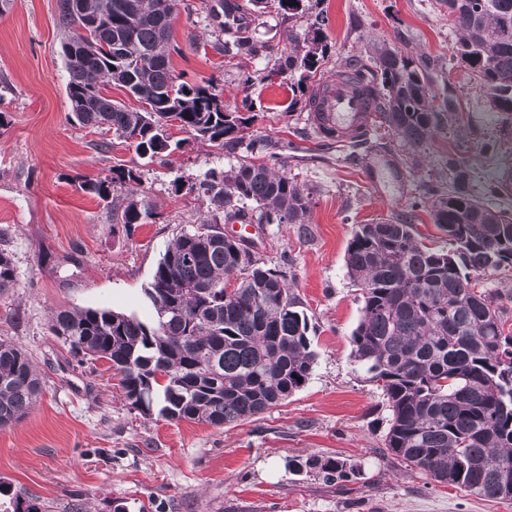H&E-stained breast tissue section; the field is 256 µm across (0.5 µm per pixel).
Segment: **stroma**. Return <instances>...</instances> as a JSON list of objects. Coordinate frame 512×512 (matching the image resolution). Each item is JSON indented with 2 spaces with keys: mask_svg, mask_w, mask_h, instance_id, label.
<instances>
[{
  "mask_svg": "<svg viewBox=\"0 0 512 512\" xmlns=\"http://www.w3.org/2000/svg\"><path fill=\"white\" fill-rule=\"evenodd\" d=\"M210 0H181L172 62L183 81L213 83L230 103H245L254 134L277 143L288 176L311 194V236L293 224H256L250 239L266 266L291 263L295 286L315 327L317 359L309 382L281 405L223 428L146 417L123 400L106 362L79 363L50 330V312L107 307L152 320L144 290L168 245L190 230L205 204L190 194L212 168L234 156L195 141L165 161L140 169L152 214L124 228L80 182L111 175L134 153L113 134L73 121L66 95L59 0H11L0 13V249L12 257L17 282L0 294V338L25 347L45 383L43 397L18 423L0 429V512L22 492L65 512L81 495L87 512H512V503L464 492L406 473L383 459L389 413L379 390L356 370L350 335L361 302L345 268L355 227L409 211L424 187L448 188L449 157L470 165L479 184L512 167V131L488 111L464 68L452 58L457 39L436 0H307L303 15L275 7L249 15L256 53L225 50L205 16ZM327 16V51L306 82L268 77L289 33ZM388 43L430 64L435 106L455 96L468 131L460 141L441 131L419 170L390 168L397 145L375 129L346 160L345 149L319 139L306 122L314 84L335 77L341 62L368 58ZM250 71L251 83L241 81ZM500 139L490 156L483 141ZM110 142L109 151L98 148ZM80 252L72 268L65 258ZM333 456L360 464L358 479L328 486L289 473L297 455Z\"/></svg>",
  "mask_w": 512,
  "mask_h": 512,
  "instance_id": "stroma-1",
  "label": "stroma"
}]
</instances>
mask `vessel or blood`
<instances>
[{
	"label": "vessel or blood",
	"mask_w": 512,
	"mask_h": 512,
	"mask_svg": "<svg viewBox=\"0 0 512 512\" xmlns=\"http://www.w3.org/2000/svg\"><path fill=\"white\" fill-rule=\"evenodd\" d=\"M376 122L375 100L359 94L350 77L339 76L316 86L308 115L316 135L337 130L345 140H356L369 134Z\"/></svg>",
	"instance_id": "1"
}]
</instances>
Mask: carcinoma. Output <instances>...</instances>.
Listing matches in <instances>:
<instances>
[{
    "instance_id": "carcinoma-1",
    "label": "carcinoma",
    "mask_w": 512,
    "mask_h": 512,
    "mask_svg": "<svg viewBox=\"0 0 512 512\" xmlns=\"http://www.w3.org/2000/svg\"><path fill=\"white\" fill-rule=\"evenodd\" d=\"M60 0L58 26L74 46L77 67L66 93L75 119L128 143L140 159L165 160L189 140L238 152L229 170L210 169L190 186L206 202L195 227L180 234L159 260L144 290L154 319L107 308L56 309L50 330L65 336L73 356L104 360L120 375L124 401L150 416L215 428L251 419L284 402L312 375L317 353L310 317L293 279L255 254L224 241V223L297 224L308 227L310 193L293 178L255 158L277 159L271 141L246 137L255 123L211 83L189 84L175 74L172 30L179 0H81L72 12ZM217 0L220 31L251 51L239 35L242 14L266 8ZM458 32L453 58L466 69L488 111L512 123V0H464L449 17ZM315 21L300 38L288 35V53L266 78L312 71L324 55ZM364 76L377 101L378 125L399 142L395 162L421 167L425 146L453 121L439 111L414 58L385 43L373 45L369 64L344 67ZM115 86L141 103L112 99ZM188 134L172 139L168 128ZM137 166L86 180L79 189L111 207L112 223L126 227L151 215L138 192L112 199L114 184H140ZM448 191L432 205L448 247L418 239L415 225L391 216L359 224L347 245L345 265L360 291V317L351 332V356L381 391L390 413L384 457L428 482L471 495L512 501V334L479 279L512 268V211L489 204L475 191L463 161H448ZM16 284L11 256L0 250V293ZM43 382L31 354L0 339V429L20 421L40 399ZM291 473L313 474L326 485L352 482L360 467L332 456H296ZM13 512H50L22 493Z\"/></svg>"
}]
</instances>
